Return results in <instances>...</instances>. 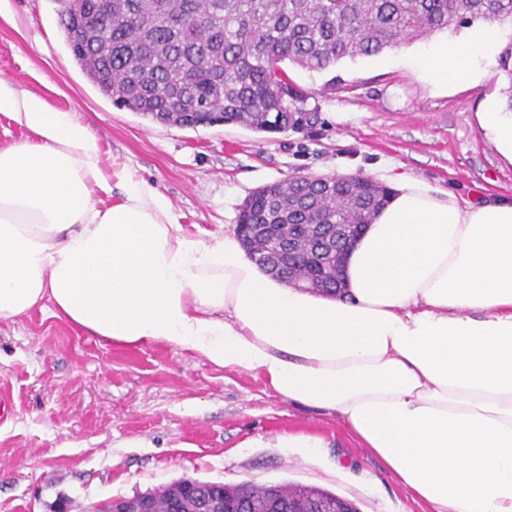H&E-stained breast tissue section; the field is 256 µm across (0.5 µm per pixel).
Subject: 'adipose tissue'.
Masks as SVG:
<instances>
[{
    "label": "adipose tissue",
    "instance_id": "obj_1",
    "mask_svg": "<svg viewBox=\"0 0 512 512\" xmlns=\"http://www.w3.org/2000/svg\"><path fill=\"white\" fill-rule=\"evenodd\" d=\"M501 36L479 25L417 65L470 79ZM0 114L31 135L0 148V320L46 303L107 341L250 371L336 412L435 512H512V202L393 176L344 295L322 296L265 273L236 235L189 233L72 112L0 79Z\"/></svg>",
    "mask_w": 512,
    "mask_h": 512
}]
</instances>
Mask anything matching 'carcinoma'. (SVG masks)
Returning a JSON list of instances; mask_svg holds the SVG:
<instances>
[{
    "label": "carcinoma",
    "mask_w": 512,
    "mask_h": 512,
    "mask_svg": "<svg viewBox=\"0 0 512 512\" xmlns=\"http://www.w3.org/2000/svg\"><path fill=\"white\" fill-rule=\"evenodd\" d=\"M61 23L81 70L112 102L151 120L186 128L224 122L257 132L287 128L302 100L285 64L324 72L349 58L369 57L418 37L477 21L512 23V0H81L82 11L108 10L94 43L78 39L66 18L74 0H58ZM508 78L505 110L512 112V41L499 55ZM387 186L303 176L266 185L242 205L239 237L252 244L253 224H369L386 205ZM263 245L249 258L266 272L276 265ZM221 498L234 491L260 502L274 486L295 503L325 509L356 506L327 490L299 484L235 487L197 481Z\"/></svg>",
    "instance_id": "1"
}]
</instances>
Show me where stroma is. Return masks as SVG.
<instances>
[{
	"mask_svg": "<svg viewBox=\"0 0 512 512\" xmlns=\"http://www.w3.org/2000/svg\"><path fill=\"white\" fill-rule=\"evenodd\" d=\"M58 0H0V78L73 112L107 156L156 187L191 233L234 232L258 188L298 175H407L474 204L512 202V155L481 114L503 104L498 66L433 84L414 64L467 29L418 38L323 73L287 66L309 123L281 133L236 124L167 126L113 105L76 63ZM41 80H34V73ZM0 512H58L179 479L288 482L360 512H434L332 411L282 398L242 369L162 344L108 342L34 309L0 320ZM285 432L322 447L281 448Z\"/></svg>",
	"mask_w": 512,
	"mask_h": 512,
	"instance_id": "1",
	"label": "stroma"
}]
</instances>
